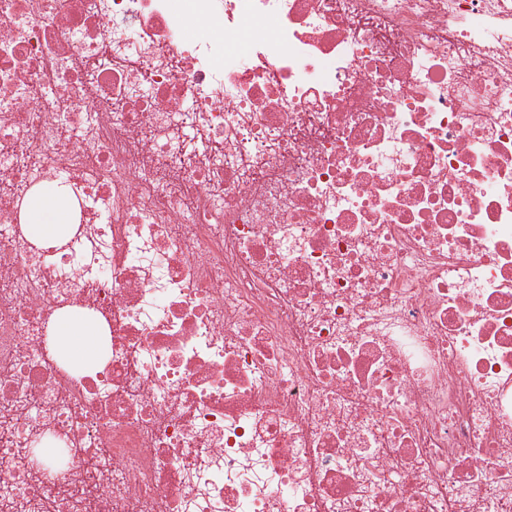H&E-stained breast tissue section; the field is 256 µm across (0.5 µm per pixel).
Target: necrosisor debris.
Listing matches in <instances>:
<instances>
[{
	"mask_svg": "<svg viewBox=\"0 0 512 512\" xmlns=\"http://www.w3.org/2000/svg\"><path fill=\"white\" fill-rule=\"evenodd\" d=\"M0 143V512H512V0H0ZM27 220L33 237L46 244L59 241L62 227L69 223L65 205L51 196L32 198L26 205ZM52 335L54 344L49 352L55 358L60 355L92 360L97 353L99 325L87 320L78 310L59 318Z\"/></svg>",
	"mask_w": 512,
	"mask_h": 512,
	"instance_id": "4bbe7bcc",
	"label": "necrosis or debris"
}]
</instances>
